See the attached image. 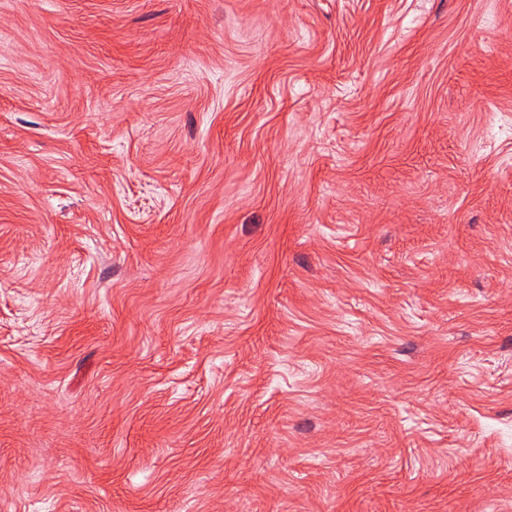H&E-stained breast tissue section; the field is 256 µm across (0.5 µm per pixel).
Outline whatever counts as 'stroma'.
<instances>
[{
    "instance_id": "35a3bbf8",
    "label": "stroma",
    "mask_w": 512,
    "mask_h": 512,
    "mask_svg": "<svg viewBox=\"0 0 512 512\" xmlns=\"http://www.w3.org/2000/svg\"><path fill=\"white\" fill-rule=\"evenodd\" d=\"M0 512H512V0H0Z\"/></svg>"
}]
</instances>
